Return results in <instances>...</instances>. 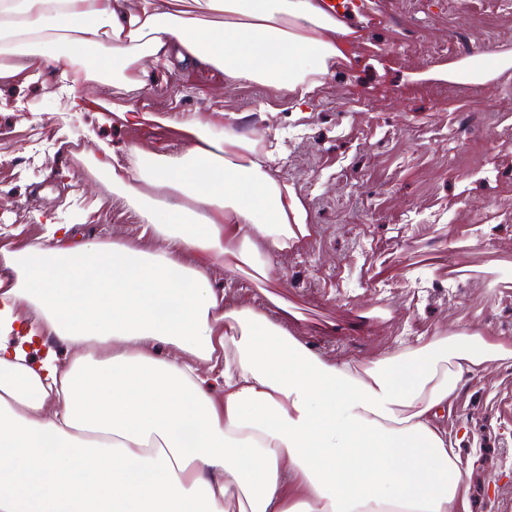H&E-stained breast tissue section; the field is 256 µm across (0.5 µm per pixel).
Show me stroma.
Listing matches in <instances>:
<instances>
[{"mask_svg": "<svg viewBox=\"0 0 512 512\" xmlns=\"http://www.w3.org/2000/svg\"><path fill=\"white\" fill-rule=\"evenodd\" d=\"M355 25L353 65L303 112L271 88L180 66L149 74L140 97L105 94L181 117L245 112L246 134L266 123L285 131L281 175L315 232L271 276L314 351L362 360L396 349L402 333L460 326L512 338V70L482 87L428 75L475 51L512 52V0H370ZM60 80L49 63L0 87V249L44 243L49 222L105 242L140 232L94 169L91 116H66ZM116 139L156 154L181 148L155 123ZM362 312L365 331L327 334ZM448 429L471 468L467 512H512V361L465 377Z\"/></svg>", "mask_w": 512, "mask_h": 512, "instance_id": "stroma-1", "label": "stroma"}]
</instances>
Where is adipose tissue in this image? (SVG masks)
I'll return each instance as SVG.
<instances>
[{"label": "adipose tissue", "mask_w": 512, "mask_h": 512, "mask_svg": "<svg viewBox=\"0 0 512 512\" xmlns=\"http://www.w3.org/2000/svg\"><path fill=\"white\" fill-rule=\"evenodd\" d=\"M356 36L324 0H0V83L76 58L83 83L108 71L133 93L182 63L299 110ZM511 67L496 54L437 75L482 85ZM240 119L219 113L216 136V122L132 105L101 116L180 135L169 154L98 144L138 239L50 224L47 245L0 249V512H458L446 423L463 377L511 360L512 341L463 327L358 362L314 352L278 294L235 301L227 283L268 280L314 232L279 135Z\"/></svg>", "instance_id": "adipose-tissue-1"}]
</instances>
